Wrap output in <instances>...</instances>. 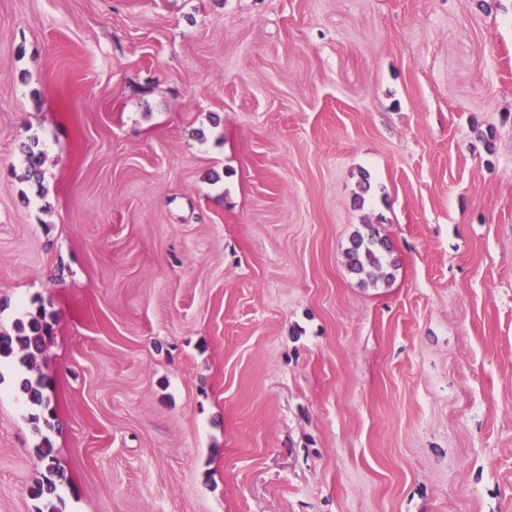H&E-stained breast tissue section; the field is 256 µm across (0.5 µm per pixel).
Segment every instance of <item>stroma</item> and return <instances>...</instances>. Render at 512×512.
Masks as SVG:
<instances>
[{
    "instance_id": "stroma-1",
    "label": "stroma",
    "mask_w": 512,
    "mask_h": 512,
    "mask_svg": "<svg viewBox=\"0 0 512 512\" xmlns=\"http://www.w3.org/2000/svg\"><path fill=\"white\" fill-rule=\"evenodd\" d=\"M39 306L0 512L46 440L62 512H512V0H0V331ZM363 228L364 232L358 230L351 238V247L346 252L347 264L352 273L364 276L363 283L375 284L392 276L387 271L395 266L390 259L392 248L373 224H364ZM15 334L0 332V358L16 357L20 366L25 369L20 388L32 405L43 406L48 416L43 415V422L51 428L50 418L53 412L44 399V390L48 388V378L42 373L38 357L43 353L46 341L50 337L51 323L47 319L45 309L37 308L29 311L25 318L15 322Z\"/></svg>"
}]
</instances>
